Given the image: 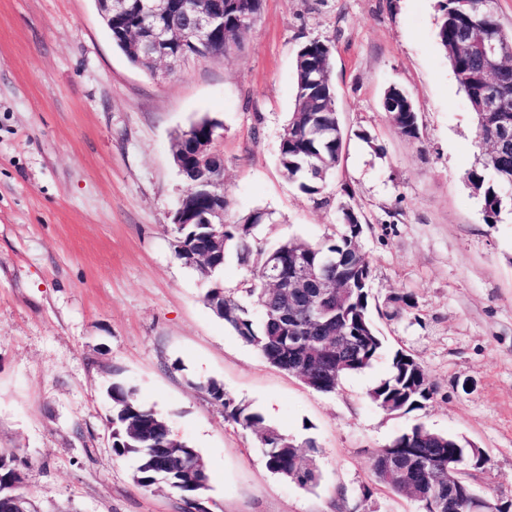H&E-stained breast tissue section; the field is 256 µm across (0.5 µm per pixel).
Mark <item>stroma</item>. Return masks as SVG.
<instances>
[{"mask_svg": "<svg viewBox=\"0 0 512 512\" xmlns=\"http://www.w3.org/2000/svg\"><path fill=\"white\" fill-rule=\"evenodd\" d=\"M437 22L438 0H263L240 48L160 79L113 46L95 0H0V449L16 451L42 512H183L112 453L116 369L205 460L210 512H422L371 472L373 453L417 424L481 448L470 482L512 503V212L485 223L464 178L475 116ZM313 39L332 47L346 134L322 201L278 164L296 52ZM392 86L417 103L419 140L383 111ZM206 113L223 124L225 223L260 209L271 220L259 245L318 244L353 209L372 303L411 298L400 316L375 315L380 354L335 392L269 364L174 256L188 186L171 142ZM400 349L437 392L389 413L369 392ZM210 379L296 443L313 441L316 482L270 472L255 434L199 390Z\"/></svg>", "mask_w": 512, "mask_h": 512, "instance_id": "1", "label": "stroma"}]
</instances>
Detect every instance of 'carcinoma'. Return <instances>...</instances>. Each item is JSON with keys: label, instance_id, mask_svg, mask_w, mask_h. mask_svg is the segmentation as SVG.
<instances>
[{"label": "carcinoma", "instance_id": "cac0c4a2", "mask_svg": "<svg viewBox=\"0 0 512 512\" xmlns=\"http://www.w3.org/2000/svg\"><path fill=\"white\" fill-rule=\"evenodd\" d=\"M475 2L477 0H439L437 38L460 90L467 96L476 115L479 157L476 165L467 171L466 179L482 198L485 223L495 224L507 201L504 190L512 187V114H507L508 121L500 122L482 113L483 55L478 49L468 55H460L456 52V45L475 25L483 24L487 32L497 39L501 50L512 58V30L503 28L496 15H482V11L475 8ZM212 5L224 11V30L205 40L190 37L178 45L177 50L203 60L227 54L241 45L252 27V16L261 11L262 0H214ZM138 23L139 15L133 11L127 16L112 17L110 28L113 44L131 63L134 59L127 40L130 30ZM330 51L331 46L318 40L307 41L300 46L294 64V110L279 146V164L283 174L313 198L324 194L327 177L339 166L346 141L331 79L314 82L318 75L313 72V67L330 59ZM385 98L397 102L396 109L389 113L395 129L408 140L419 139L418 107L409 94L393 86L387 90ZM214 126V121L201 118L193 127L194 141L198 144L203 140L210 141ZM318 153L323 154V160L321 177L316 180L308 173L307 161ZM269 220L270 213L255 210L233 224L224 225V248L208 267H196L209 280L204 301L241 340L254 347L270 364L291 374L294 366L290 358L303 354L295 336L306 328L309 318L290 299L268 291V267L277 260L283 264L284 274L290 276L298 253L314 265L329 254L343 255L345 262L338 267L324 269V274L331 279L341 278L346 285L345 294L340 301L326 307L320 321L326 334L356 336L358 340L342 356L341 366L333 368L332 376L323 380L320 370H315L314 378L319 380L315 390L333 392L344 376L368 367L382 348L371 317L368 291L370 261L357 247L362 223L354 211L345 210L336 237L322 244L289 239L265 249L256 245L255 231ZM208 232L205 224L181 225L175 230V236L183 241L184 248L174 251L175 257L186 265L191 252L208 249L211 245L207 241ZM232 247L244 261L256 255L250 270V286L246 289L251 298L249 304L226 292L214 280ZM198 388L224 408L225 419L256 433L264 448L266 466L272 473L293 480L302 487L314 481L312 473H296L301 445L266 425L261 414L227 397L224 387L217 381L202 382ZM425 391L433 395L436 388L424 376L418 363L409 354L398 350L392 357L389 375L369 392V397L376 404L392 403L395 412L411 411L429 401L423 395ZM106 393L112 402V414L108 418L112 423V453L133 461L135 483L149 488L161 478L178 481L180 471L192 465L197 450L190 447L182 449L180 455L175 453L169 419L143 404L137 398L136 390L121 377L119 371H112V381ZM410 435L421 438L417 444L421 453L436 457L435 465L419 477L422 491L448 496V458L459 461L463 470L470 466L468 449L460 447V440L439 434L422 424L397 436L390 447L376 451L372 457L375 480L398 494H405L401 481L387 478L385 467L390 456L400 453Z\"/></svg>", "mask_w": 512, "mask_h": 512}]
</instances>
